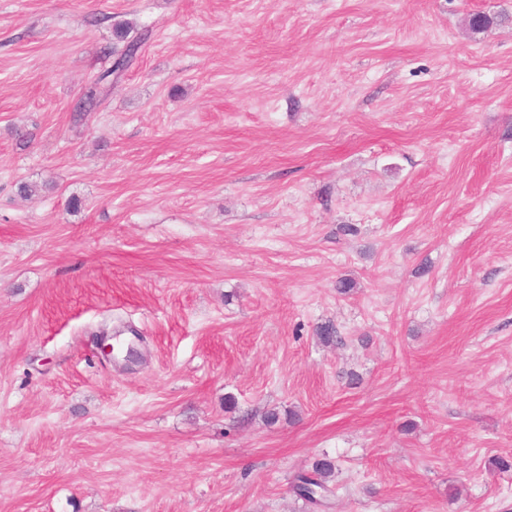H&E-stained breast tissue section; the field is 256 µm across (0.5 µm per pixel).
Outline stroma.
I'll return each mask as SVG.
<instances>
[{
	"label": "stroma",
	"mask_w": 512,
	"mask_h": 512,
	"mask_svg": "<svg viewBox=\"0 0 512 512\" xmlns=\"http://www.w3.org/2000/svg\"><path fill=\"white\" fill-rule=\"evenodd\" d=\"M326 457L322 512H512V0H0V512ZM130 33V27L119 24L114 28V37L117 42L123 43V48L120 51H113L117 53L112 66L103 72L99 73L94 81L93 85L89 88L85 95L84 100L80 103V111H89L96 105L97 94L100 93V89L104 88L105 84L112 82V76L118 77L124 72L132 63L136 54L141 47L140 40H128Z\"/></svg>",
	"instance_id": "1"
}]
</instances>
